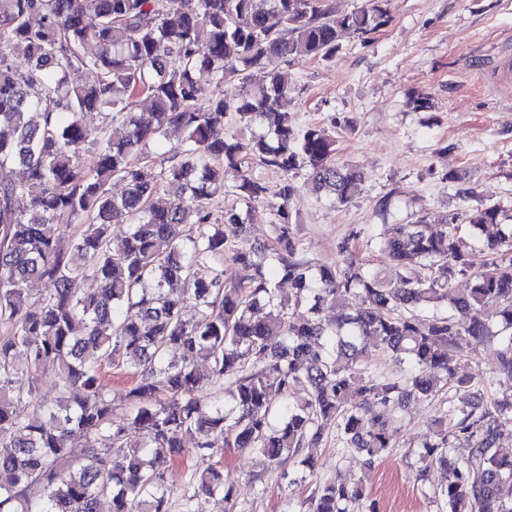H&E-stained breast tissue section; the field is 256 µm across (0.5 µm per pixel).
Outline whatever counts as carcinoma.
<instances>
[{"mask_svg": "<svg viewBox=\"0 0 512 512\" xmlns=\"http://www.w3.org/2000/svg\"><path fill=\"white\" fill-rule=\"evenodd\" d=\"M389 20L379 5L338 20L332 0H0V169L9 168L0 178V512H101L105 503L108 512H195L202 494L217 512H234L235 491L217 467L191 472L172 497V457L221 455V437L276 467L298 461L302 483L316 466L304 449L334 433L342 451L371 466L394 446L397 410L435 396L442 378L458 403L423 445L443 473L434 498L448 512H512L503 497L512 456L499 451L512 433V394L480 404L497 379L456 370L461 337L494 340L499 374L512 381V224L501 223L497 205L466 211L469 243L448 221L418 214L379 245L393 280L364 266L347 240L341 264L315 265L292 233L291 175L306 171L317 196L346 204L364 172L337 159L328 128L288 122L297 90L278 72L247 86L248 70L265 59L328 62L343 33L367 36ZM79 69L94 71L95 83L70 84ZM202 70L220 87L238 83L237 93L199 102ZM143 95L149 112L136 111ZM94 112L109 124H89ZM228 117L238 133H226ZM257 124L269 134H251L246 155L241 134ZM170 128L183 133L180 149L151 151ZM90 148L93 170L81 161ZM253 162L284 175L270 204L271 246L252 242L251 205L268 202ZM147 163L159 167L151 179ZM229 177L235 200L218 213L211 200ZM114 179L124 183L119 197ZM22 197L26 212L16 208ZM73 226L83 230L64 250ZM473 244L489 259L467 292L451 296ZM228 258L244 271L232 284ZM268 262L290 294L266 277ZM418 264L438 275H414ZM204 265L207 280L197 277ZM90 277L100 288L88 294ZM33 279L45 284L37 298ZM445 302L471 313L470 323L421 315ZM372 345L402 377L368 371ZM171 349L181 360L167 358ZM41 368L54 373L52 401L21 383ZM107 368L134 383L113 396L101 383ZM77 437L81 456L72 453ZM452 441L469 446L467 458L448 457ZM364 496L361 485L316 482L297 512H348Z\"/></svg>", "mask_w": 512, "mask_h": 512, "instance_id": "obj_1", "label": "carcinoma"}]
</instances>
